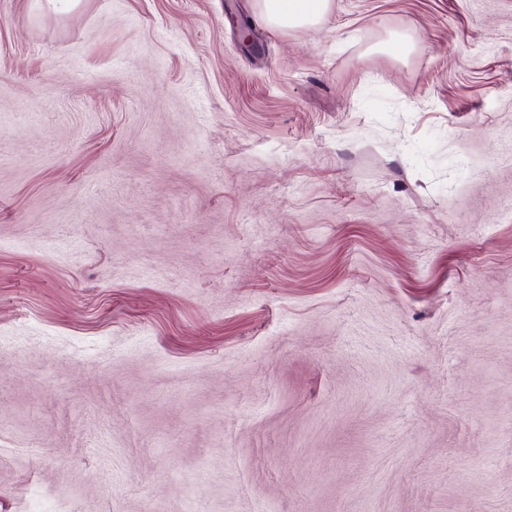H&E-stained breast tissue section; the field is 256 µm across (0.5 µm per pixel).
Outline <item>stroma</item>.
I'll list each match as a JSON object with an SVG mask.
<instances>
[{
    "mask_svg": "<svg viewBox=\"0 0 512 512\" xmlns=\"http://www.w3.org/2000/svg\"><path fill=\"white\" fill-rule=\"evenodd\" d=\"M57 505L512 512V0H0V512ZM331 0H260L261 20L280 30L296 29L321 22L328 13Z\"/></svg>",
    "mask_w": 512,
    "mask_h": 512,
    "instance_id": "obj_1",
    "label": "stroma"
}]
</instances>
